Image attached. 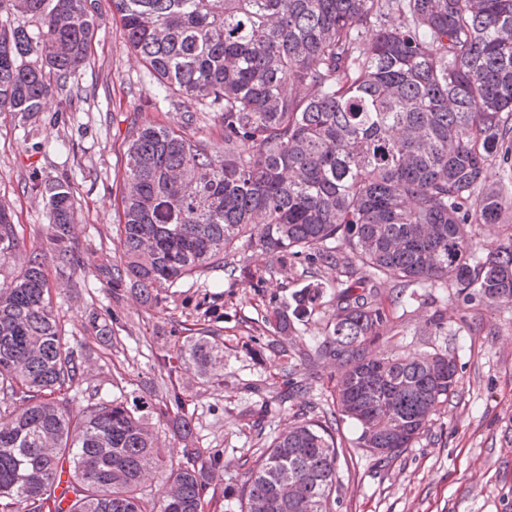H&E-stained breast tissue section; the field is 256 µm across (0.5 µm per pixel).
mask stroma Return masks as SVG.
Instances as JSON below:
<instances>
[{
	"instance_id": "35a3bbf8",
	"label": "stroma",
	"mask_w": 512,
	"mask_h": 512,
	"mask_svg": "<svg viewBox=\"0 0 512 512\" xmlns=\"http://www.w3.org/2000/svg\"><path fill=\"white\" fill-rule=\"evenodd\" d=\"M100 26L86 65L54 90L37 119L0 113V201L9 205L27 245L50 252L41 235L46 200L32 194V175L76 188L77 273L49 267L54 310L81 354L85 386L127 397L149 396L150 384L175 389L195 426L198 447L220 453L216 483L227 512L266 440L294 423L298 413L322 415L332 407L329 370L310 360L336 294L339 271L318 274L319 311L296 320L279 343L263 323L274 308L291 305L310 281L302 264L271 271L259 250L238 248L228 266H214L143 304L134 291L112 298L99 268L118 259L114 210L125 170V137L134 116L180 124L184 108L162 102L136 113L152 80L112 20L111 0H87ZM415 300L391 308L377 347L381 353L451 354L459 383L448 406L402 452L383 456L356 445L358 432L337 422L344 453L337 462L335 512H512V308L464 303L452 285L419 288ZM442 325L430 323L433 313ZM216 329L224 340V383L204 382L194 370L165 383L162 357L184 341L186 325ZM109 339H100V325ZM301 386L281 401L287 386ZM262 429H254L256 419Z\"/></svg>"
}]
</instances>
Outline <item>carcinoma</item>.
Listing matches in <instances>:
<instances>
[{
    "mask_svg": "<svg viewBox=\"0 0 512 512\" xmlns=\"http://www.w3.org/2000/svg\"><path fill=\"white\" fill-rule=\"evenodd\" d=\"M112 18L154 79L139 109L163 98L185 112L177 128L129 124L105 285L149 304L228 263L239 242L281 268L345 273L312 355L334 367L336 411L276 435L237 497L239 512H307V500L333 512L336 417L356 423L361 448H408L458 383L448 353L367 356L389 323L381 281L402 286L394 303L449 283L467 302L512 305V235L487 248L467 230L512 207L506 188L485 189L490 164L512 161V0H112ZM98 27L84 0H0V112L38 118L50 76L64 83L86 64ZM198 112L218 113L224 152L189 135ZM29 189L47 198L52 259L76 270L75 187L34 174ZM18 259L0 286V512H206L224 463L195 446L178 396L158 412L177 456L147 402L69 396L83 379L47 256L27 250L0 202V270ZM321 295L313 282L297 291L295 315ZM187 365L224 385L216 331L164 355L169 378Z\"/></svg>",
    "mask_w": 512,
    "mask_h": 512,
    "instance_id": "1",
    "label": "carcinoma"
}]
</instances>
